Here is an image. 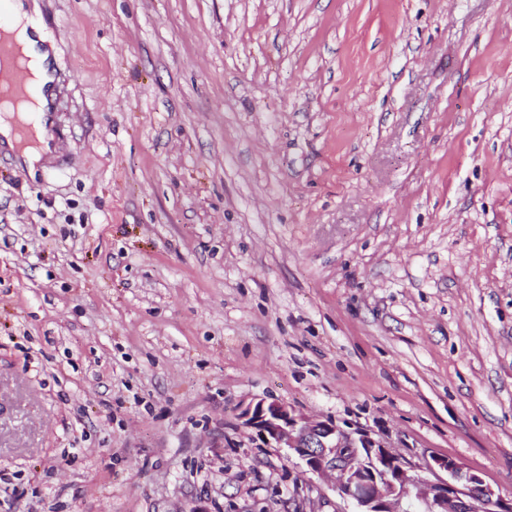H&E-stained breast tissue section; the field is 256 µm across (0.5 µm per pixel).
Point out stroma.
<instances>
[{
    "label": "stroma",
    "mask_w": 512,
    "mask_h": 512,
    "mask_svg": "<svg viewBox=\"0 0 512 512\" xmlns=\"http://www.w3.org/2000/svg\"><path fill=\"white\" fill-rule=\"evenodd\" d=\"M0 155V512H336L268 397L512 496V0H39ZM48 112H28L25 120L19 119L17 113H13V128L16 136V147L23 146L29 139L30 132L35 124L44 125L47 129L48 137L53 135V130L49 126Z\"/></svg>",
    "instance_id": "35a3bbf8"
}]
</instances>
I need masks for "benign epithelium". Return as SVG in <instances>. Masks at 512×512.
Segmentation results:
<instances>
[{
    "label": "benign epithelium",
    "mask_w": 512,
    "mask_h": 512,
    "mask_svg": "<svg viewBox=\"0 0 512 512\" xmlns=\"http://www.w3.org/2000/svg\"><path fill=\"white\" fill-rule=\"evenodd\" d=\"M240 418L310 473H335L332 489L353 512H512L511 497L495 493L452 457L433 454L413 464L365 428L311 419L276 399L248 404Z\"/></svg>",
    "instance_id": "1"
}]
</instances>
